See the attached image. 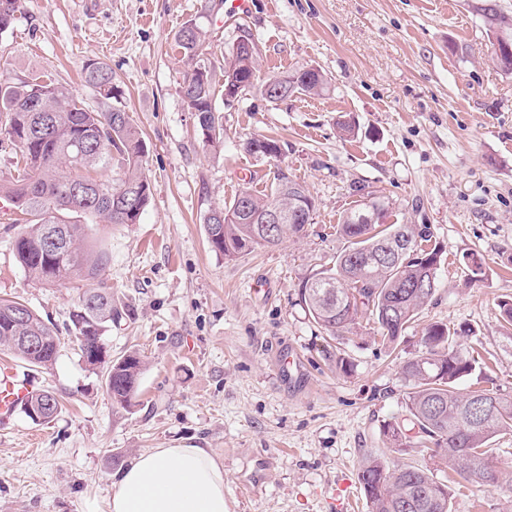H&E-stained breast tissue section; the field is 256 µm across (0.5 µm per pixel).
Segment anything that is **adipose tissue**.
<instances>
[{
    "label": "adipose tissue",
    "instance_id": "adipose-tissue-1",
    "mask_svg": "<svg viewBox=\"0 0 512 512\" xmlns=\"http://www.w3.org/2000/svg\"><path fill=\"white\" fill-rule=\"evenodd\" d=\"M109 512H228L224 467L206 448H153L114 476Z\"/></svg>",
    "mask_w": 512,
    "mask_h": 512
}]
</instances>
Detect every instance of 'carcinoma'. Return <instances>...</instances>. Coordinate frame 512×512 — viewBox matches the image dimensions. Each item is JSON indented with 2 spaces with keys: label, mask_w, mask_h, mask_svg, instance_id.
I'll use <instances>...</instances> for the list:
<instances>
[{
  "label": "carcinoma",
  "mask_w": 512,
  "mask_h": 512,
  "mask_svg": "<svg viewBox=\"0 0 512 512\" xmlns=\"http://www.w3.org/2000/svg\"><path fill=\"white\" fill-rule=\"evenodd\" d=\"M206 31L198 26L185 36H176L186 59L187 71L181 95L188 110L199 112L198 128L208 131L203 144L213 150L224 141L223 116L213 104L215 79L206 69ZM252 55L224 54V84L240 86L256 76ZM84 82L95 89L100 106L89 108L65 86L47 74L20 83L0 82V145L19 151L16 177L0 181V197L10 201L23 231L13 242V253L29 278L42 284H57L75 273L91 282L68 315L67 330L73 335L86 366L105 370V387L112 403L126 408L136 395L144 361L135 352L117 360L92 361L90 348L104 342L112 327L131 316L112 298L105 279L110 257L107 250L90 249L88 224H134L152 198L151 180L143 166L146 145L127 113L113 104L117 98L112 70L95 60L85 65ZM269 96L278 90L291 94L320 96L329 90L325 74L308 76L300 71L272 78ZM122 167L116 180H103L98 171L112 160ZM134 196L136 214L120 217L112 202L120 194ZM248 197L251 213L260 214L291 201L272 181L265 193L244 186L224 202L225 220L204 218L211 249L228 260L256 248L268 247L285 237L300 235L305 225L281 224L276 238L269 239L263 225L238 215L242 197ZM377 211L386 218L388 198L367 193L364 200L345 212L337 233L345 248L336 262L300 288L301 302L309 315L336 338L365 317L372 321L382 346L392 353L399 337L435 290L417 287V282L437 275L440 249L428 247L430 233L415 224H365L360 215ZM465 331L442 323L425 327L424 352L405 361L402 406L407 425L390 423L385 428L391 447L429 454L440 466L463 480L478 479L493 485L496 471L489 460L490 443L498 435L512 434V398L492 389L464 391L462 379L478 365L475 350L463 349L459 340ZM40 337L37 349L22 338ZM61 337L57 328L24 303L0 299V350L16 355L31 367L48 368L58 358ZM48 404L52 421L61 410L60 401L48 390L34 393L23 412ZM359 482L370 512H450L448 486L437 481L431 469L411 463L387 462L372 453L365 456Z\"/></svg>",
  "instance_id": "cac0c4a2"
}]
</instances>
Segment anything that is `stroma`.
Masks as SVG:
<instances>
[{
  "mask_svg": "<svg viewBox=\"0 0 512 512\" xmlns=\"http://www.w3.org/2000/svg\"><path fill=\"white\" fill-rule=\"evenodd\" d=\"M225 0H22L0 34V81L43 71L88 107V60L112 70L118 100L147 145L152 201L136 224H100L111 261L105 277L132 319L104 337L112 357L139 352L145 368L131 406L113 405L103 370L85 366L71 337L56 362L29 370L0 351V366L55 393L58 416L24 413L0 428V512H108L112 478L151 448H208L224 465L229 512H368L358 480L367 454L426 466L393 451L384 428L403 417L404 361L431 323L468 329L482 376L461 389L512 397V331L498 302L512 298V73L492 60L497 31L482 0H250L226 21ZM196 21L222 74L241 33L257 45L259 81L307 66L330 80L321 97L269 102L253 90L225 107L220 153L204 148L183 102L175 37ZM353 119L357 135H339ZM272 137L280 161L246 153ZM306 186L314 220L302 238L236 259L215 254L203 216L243 184L268 189L275 166ZM385 195L391 224L427 225L441 250L438 288L384 353L369 324L330 339L299 288L332 267L336 233L357 197ZM20 225L0 221V298L65 327L90 283L76 274L45 287L16 263ZM482 262L469 279L468 259ZM497 486L448 482L451 512H512V435L492 443Z\"/></svg>",
  "mask_w": 512,
  "mask_h": 512,
  "instance_id": "obj_1",
  "label": "stroma"
}]
</instances>
